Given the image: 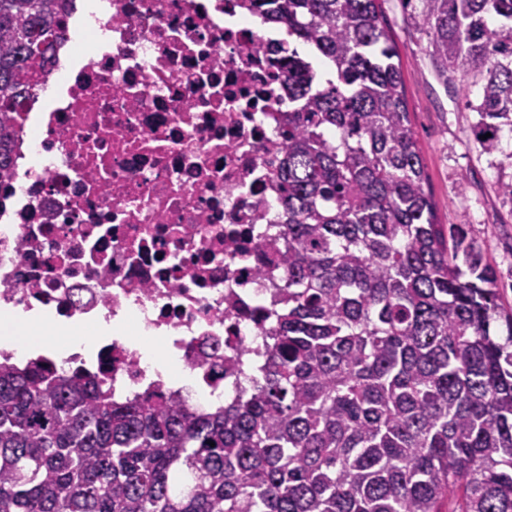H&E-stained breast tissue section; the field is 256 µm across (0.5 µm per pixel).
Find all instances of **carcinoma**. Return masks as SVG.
I'll return each mask as SVG.
<instances>
[{
  "label": "carcinoma",
  "instance_id": "carcinoma-1",
  "mask_svg": "<svg viewBox=\"0 0 512 512\" xmlns=\"http://www.w3.org/2000/svg\"><path fill=\"white\" fill-rule=\"evenodd\" d=\"M73 2L0 0V207ZM247 2L290 39L265 363L207 409L1 364L0 512H512V312L467 225L437 222L380 0ZM422 3L438 75L479 87L470 131L500 150L512 0Z\"/></svg>",
  "mask_w": 512,
  "mask_h": 512
}]
</instances>
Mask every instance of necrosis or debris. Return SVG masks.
<instances>
[{
	"instance_id": "4bbe7bcc",
	"label": "necrosis or debris",
	"mask_w": 512,
	"mask_h": 512,
	"mask_svg": "<svg viewBox=\"0 0 512 512\" xmlns=\"http://www.w3.org/2000/svg\"><path fill=\"white\" fill-rule=\"evenodd\" d=\"M69 12L14 131L0 208V361L36 355L116 397H233L285 274L276 170L288 136L278 33L242 0H94ZM98 321L108 336L58 357L16 334L19 313ZM186 378H152L138 322Z\"/></svg>"
}]
</instances>
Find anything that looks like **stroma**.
Wrapping results in <instances>:
<instances>
[{"label": "stroma", "instance_id": "1", "mask_svg": "<svg viewBox=\"0 0 512 512\" xmlns=\"http://www.w3.org/2000/svg\"><path fill=\"white\" fill-rule=\"evenodd\" d=\"M385 21L393 35L404 81L411 127L420 150L439 223L464 224L482 254L493 264L500 300L512 307V200L497 190L499 179L512 177V135L504 134L502 152L488 155L470 133L476 115L465 105L478 88L462 92L444 84L435 72L429 36L415 16L423 8L413 0H384Z\"/></svg>", "mask_w": 512, "mask_h": 512}]
</instances>
